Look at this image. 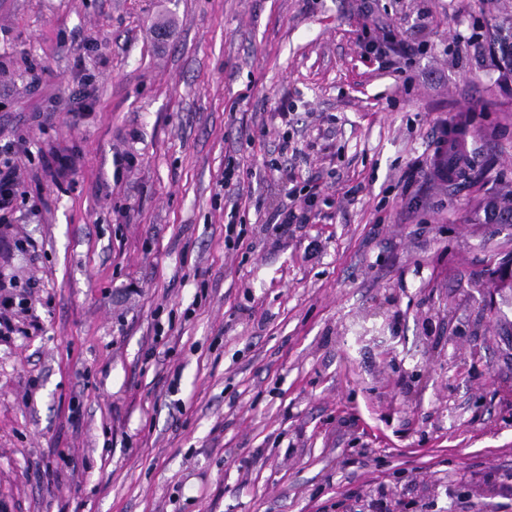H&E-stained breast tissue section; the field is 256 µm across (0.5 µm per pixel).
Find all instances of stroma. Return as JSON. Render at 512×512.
Wrapping results in <instances>:
<instances>
[{"instance_id": "35a3bbf8", "label": "stroma", "mask_w": 512, "mask_h": 512, "mask_svg": "<svg viewBox=\"0 0 512 512\" xmlns=\"http://www.w3.org/2000/svg\"><path fill=\"white\" fill-rule=\"evenodd\" d=\"M372 3L0 0L27 242L0 246L27 301L0 336V512H349L380 489L498 512L512 308L488 271L512 226L485 208L512 194V0ZM387 30L405 73L366 48ZM293 186L315 207L283 245L265 220Z\"/></svg>"}]
</instances>
